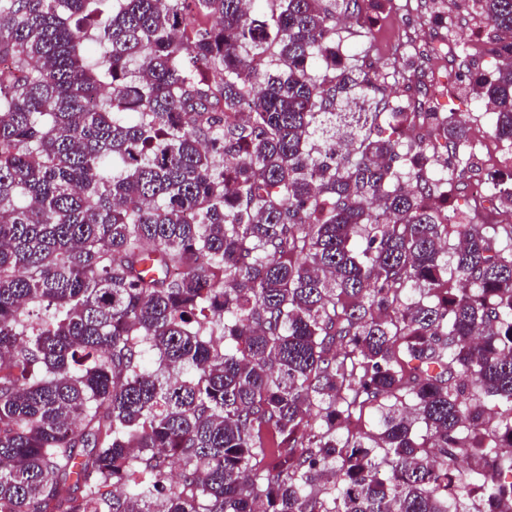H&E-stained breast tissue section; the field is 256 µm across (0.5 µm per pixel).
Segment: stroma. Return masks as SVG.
Segmentation results:
<instances>
[{"label": "stroma", "mask_w": 512, "mask_h": 512, "mask_svg": "<svg viewBox=\"0 0 512 512\" xmlns=\"http://www.w3.org/2000/svg\"><path fill=\"white\" fill-rule=\"evenodd\" d=\"M439 7L440 0H387L384 8L372 11L366 27L337 26L336 41L344 54L353 56L365 69L388 74V100L434 97L435 110L455 112L469 126L473 141H489L492 115L468 88L469 75L488 74L499 65L498 55L488 47L477 50L466 71L447 58L431 55L423 58L417 69L394 77L389 74L393 62L440 43L441 38L430 21ZM451 78L456 81L455 91L446 96L435 95V87Z\"/></svg>", "instance_id": "1"}]
</instances>
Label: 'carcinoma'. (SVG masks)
Segmentation results:
<instances>
[{
    "instance_id": "cac0c4a2",
    "label": "carcinoma",
    "mask_w": 512,
    "mask_h": 512,
    "mask_svg": "<svg viewBox=\"0 0 512 512\" xmlns=\"http://www.w3.org/2000/svg\"><path fill=\"white\" fill-rule=\"evenodd\" d=\"M380 2L0 0V512H512V175L450 219Z\"/></svg>"
}]
</instances>
